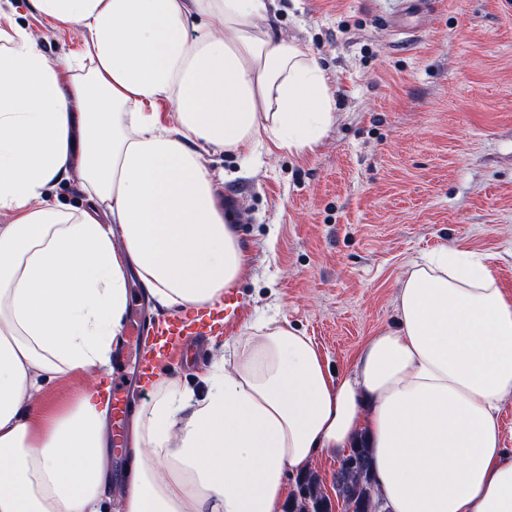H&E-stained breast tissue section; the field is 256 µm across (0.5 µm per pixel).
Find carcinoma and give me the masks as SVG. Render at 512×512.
Listing matches in <instances>:
<instances>
[{
  "label": "carcinoma",
  "instance_id": "carcinoma-1",
  "mask_svg": "<svg viewBox=\"0 0 512 512\" xmlns=\"http://www.w3.org/2000/svg\"><path fill=\"white\" fill-rule=\"evenodd\" d=\"M296 490L288 501V512H332V502L323 492L318 475L308 470L295 480ZM336 497L343 501L346 512H377L379 499L373 474L371 448L360 436L334 477Z\"/></svg>",
  "mask_w": 512,
  "mask_h": 512
}]
</instances>
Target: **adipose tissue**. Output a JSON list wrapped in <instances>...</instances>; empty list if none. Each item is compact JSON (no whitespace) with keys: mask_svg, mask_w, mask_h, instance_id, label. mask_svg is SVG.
Masks as SVG:
<instances>
[{"mask_svg":"<svg viewBox=\"0 0 512 512\" xmlns=\"http://www.w3.org/2000/svg\"><path fill=\"white\" fill-rule=\"evenodd\" d=\"M271 5L30 0L80 31L66 63L0 15V512H281L288 476L362 432L388 512H512L497 416L512 399V298L456 246L412 265L396 326L343 379L312 337L264 315L201 371L199 397L156 374L112 496L105 381L129 276L170 311L223 306L249 253L206 153L253 172L266 143L312 152L336 120L315 54L272 30ZM74 176L88 207L50 194ZM90 373L46 411L49 380Z\"/></svg>","mask_w":512,"mask_h":512,"instance_id":"adipose-tissue-1","label":"adipose tissue"}]
</instances>
